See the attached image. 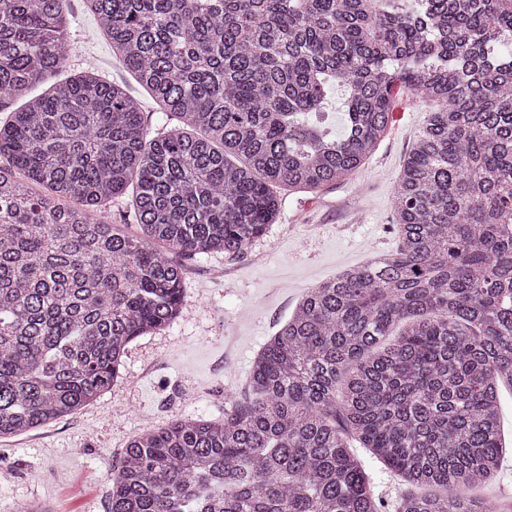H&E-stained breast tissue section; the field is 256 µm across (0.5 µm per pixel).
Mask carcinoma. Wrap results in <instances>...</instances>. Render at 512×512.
Here are the masks:
<instances>
[{
  "mask_svg": "<svg viewBox=\"0 0 512 512\" xmlns=\"http://www.w3.org/2000/svg\"><path fill=\"white\" fill-rule=\"evenodd\" d=\"M372 2L84 0L181 126L148 132L127 84L89 72L0 122L3 438L106 392L179 317L185 258L236 257L277 190L353 175L395 83L436 103L398 179L396 251L310 288L224 418L133 436L109 512H382L355 442L411 485L395 512H488L472 490L502 478L512 391V56L493 53L512 0ZM68 5L0 0V110L65 66ZM123 196L135 234L107 220ZM329 122L336 131L337 136H341L345 128V115L343 106V91L336 85H332L327 93Z\"/></svg>",
  "mask_w": 512,
  "mask_h": 512,
  "instance_id": "cac0c4a2",
  "label": "carcinoma"
}]
</instances>
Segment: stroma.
<instances>
[{
  "label": "stroma",
  "mask_w": 512,
  "mask_h": 512,
  "mask_svg": "<svg viewBox=\"0 0 512 512\" xmlns=\"http://www.w3.org/2000/svg\"><path fill=\"white\" fill-rule=\"evenodd\" d=\"M73 54L69 77L94 72L126 82L150 131L168 120L113 58L83 0H70ZM431 102L396 89L392 121L364 165L319 191L282 193L276 224L241 255L185 259L181 315L166 330L134 341L118 381L77 413L37 430L0 439V512L40 500L53 512H109L111 481L129 439L174 419L223 417L249 394L251 364L320 281L395 251L394 190L403 161L422 134ZM385 505L408 490L366 449H358Z\"/></svg>",
  "instance_id": "stroma-1"
}]
</instances>
